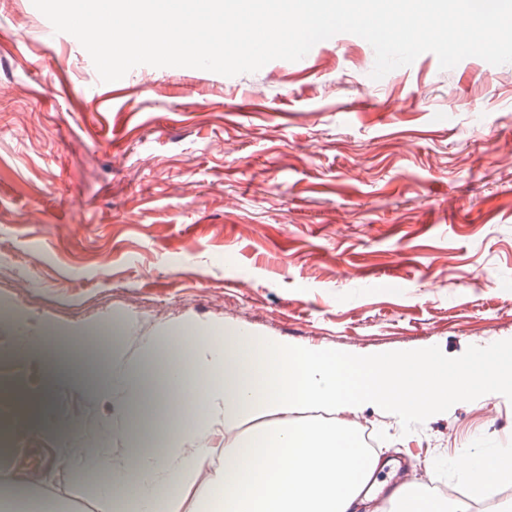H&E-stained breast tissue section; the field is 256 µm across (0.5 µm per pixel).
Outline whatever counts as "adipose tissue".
<instances>
[{
    "instance_id": "obj_1",
    "label": "adipose tissue",
    "mask_w": 512,
    "mask_h": 512,
    "mask_svg": "<svg viewBox=\"0 0 512 512\" xmlns=\"http://www.w3.org/2000/svg\"><path fill=\"white\" fill-rule=\"evenodd\" d=\"M155 374L180 396L178 422L154 406L160 396L150 383ZM96 390L111 397L113 412L95 441L120 446L109 462L105 494L116 503L135 486L136 512H159L164 502L176 506L216 439H232L257 421L264 428L247 443L255 456L250 478L239 474L238 451L225 452L224 469L195 512H374V498L363 487L381 460L357 466V436L332 413L374 403L404 418L424 417L447 406L449 391L470 392L467 375L449 376L431 352L354 361L203 321L166 329L138 358L114 353ZM311 409L330 417L297 420ZM154 437L160 447H148ZM457 468L484 495H494L512 481V448L471 456Z\"/></svg>"
}]
</instances>
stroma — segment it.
<instances>
[{"mask_svg":"<svg viewBox=\"0 0 512 512\" xmlns=\"http://www.w3.org/2000/svg\"><path fill=\"white\" fill-rule=\"evenodd\" d=\"M32 0H0V386L50 413L15 447L30 468L71 438L90 467L31 485L69 512H116L112 401L59 377L103 378L109 355L19 364L14 311L60 336L122 319L132 340L224 322L342 357L433 351L473 393L402 420L372 404L381 460L459 512H503L452 460L512 448V64L426 52L373 80L343 33L301 60L233 77L140 65L110 91Z\"/></svg>","mask_w":512,"mask_h":512,"instance_id":"obj_1","label":"stroma"}]
</instances>
